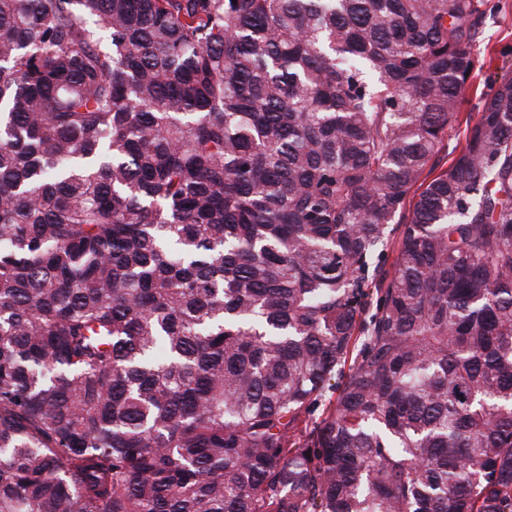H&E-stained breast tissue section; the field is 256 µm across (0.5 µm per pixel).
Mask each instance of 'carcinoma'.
Listing matches in <instances>:
<instances>
[{
    "mask_svg": "<svg viewBox=\"0 0 512 512\" xmlns=\"http://www.w3.org/2000/svg\"><path fill=\"white\" fill-rule=\"evenodd\" d=\"M482 6L0 0V512H512ZM482 10L484 14L474 48L478 61L464 94L465 101L452 129L448 130L444 147L432 158L422 179L429 180L448 167L464 145L467 127L480 116L481 101L492 88L491 75L505 63L512 64V0H484Z\"/></svg>",
    "mask_w": 512,
    "mask_h": 512,
    "instance_id": "carcinoma-1",
    "label": "carcinoma"
}]
</instances>
